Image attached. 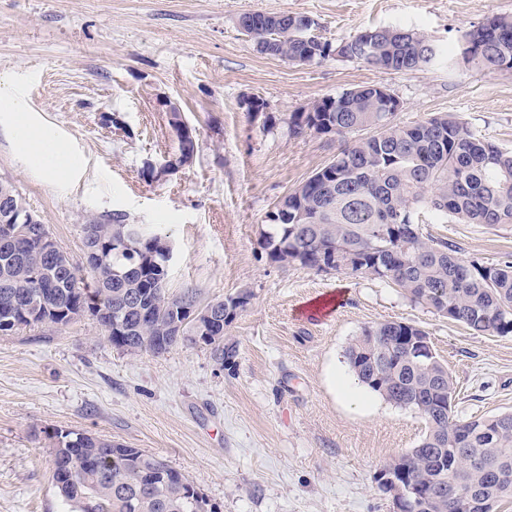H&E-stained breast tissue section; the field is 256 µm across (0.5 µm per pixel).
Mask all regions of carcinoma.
<instances>
[{
    "label": "carcinoma",
    "instance_id": "1",
    "mask_svg": "<svg viewBox=\"0 0 512 512\" xmlns=\"http://www.w3.org/2000/svg\"><path fill=\"white\" fill-rule=\"evenodd\" d=\"M273 15L245 13V33L260 52L311 63L339 54L382 71L425 70L448 58L487 72L512 73V16L497 15L443 49L424 32L405 27L365 29L336 46L297 38L294 23L271 26ZM371 42L368 57L354 55ZM292 115L290 128L360 137L288 193L267 215L270 230L260 246L273 263L324 267L364 274L395 285L413 303L484 335H512V261H465L446 240L426 237L397 216L425 211L439 220L466 224H512V151L478 136L451 113L414 125L387 113L370 85L314 101ZM29 208L15 186L0 180V199ZM132 225L114 214L83 227L84 248L99 262L80 273L63 250L48 261L39 232L23 235L0 219V321L8 331L33 325L64 326L89 315L112 345L129 355L161 354L178 344L199 345L227 366L239 354L227 343L224 325L197 331L182 323L186 304L201 305L198 293L166 289L169 258L147 229L127 238ZM348 253L351 264L335 263ZM427 334L404 322L363 328L346 349L357 379L386 402L418 408L426 422L420 443L390 461L377 478L389 493L394 482L413 489L407 512H444L448 481L462 493L456 512H494L512 497V413L453 415L456 385ZM49 440L53 479L71 512H220L183 473L167 461L108 438L54 429Z\"/></svg>",
    "mask_w": 512,
    "mask_h": 512
}]
</instances>
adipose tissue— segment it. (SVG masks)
I'll use <instances>...</instances> for the list:
<instances>
[{
  "label": "adipose tissue",
  "mask_w": 512,
  "mask_h": 512,
  "mask_svg": "<svg viewBox=\"0 0 512 512\" xmlns=\"http://www.w3.org/2000/svg\"><path fill=\"white\" fill-rule=\"evenodd\" d=\"M0 104L13 116L12 129L16 142L29 163L52 178L70 170L72 160L66 150L61 145L50 142L30 124L27 109L21 100L4 90L0 92Z\"/></svg>",
  "instance_id": "adipose-tissue-1"
}]
</instances>
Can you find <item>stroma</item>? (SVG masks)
I'll list each match as a JSON object with an SVG mask.
<instances>
[{"label": "stroma", "mask_w": 512, "mask_h": 512, "mask_svg": "<svg viewBox=\"0 0 512 512\" xmlns=\"http://www.w3.org/2000/svg\"><path fill=\"white\" fill-rule=\"evenodd\" d=\"M250 12L308 16L335 45L403 26L445 47L485 18L512 15V0H0V89L75 163L45 177L1 120L0 180L76 264L88 220L120 213L171 242L170 293L252 295L224 328L240 348L230 370L199 346L128 355L88 316L1 334L0 512H65L44 435L53 428L163 456L222 512H392L376 475L418 443L425 420L359 384L345 357L353 336L385 321L427 332L457 382L455 416L512 411V335L476 334L361 274L272 264L260 246L267 212L344 143L293 136V112L381 84L401 102L397 122L447 112L510 150L512 73L296 64L258 50L238 25ZM253 97L265 117L247 112ZM171 105L197 153L153 181L147 166L178 149ZM106 113L117 124L104 125ZM420 227L463 259L512 261V224L424 217ZM336 381L347 394L333 392Z\"/></svg>", "instance_id": "obj_1"}]
</instances>
